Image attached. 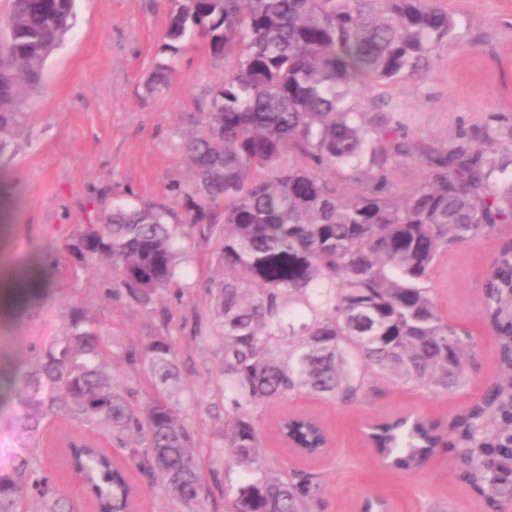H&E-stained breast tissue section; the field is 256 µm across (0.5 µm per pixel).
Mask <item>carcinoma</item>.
Masks as SVG:
<instances>
[{"label":"carcinoma","instance_id":"carcinoma-1","mask_svg":"<svg viewBox=\"0 0 512 512\" xmlns=\"http://www.w3.org/2000/svg\"><path fill=\"white\" fill-rule=\"evenodd\" d=\"M165 47L200 40L231 63L213 88L199 129L182 144L193 180L181 220L131 198L81 224L62 259L112 265V298L152 310L176 288L182 242L216 241L221 278L203 288L222 339L224 428L218 461L196 452L197 433L171 393L179 374L169 333L137 347L110 344L80 305L39 338L37 361L16 369L17 441L0 448V512H76L37 458L48 426L70 420L100 428L127 450L109 462L76 458L100 512H130L137 470L182 512H210L213 488L228 512H323L324 487L306 469L271 464L261 420L271 404L300 394L347 403L368 371L432 393L465 381L472 344L439 312L431 271L448 247L512 224V123L491 112L449 147L418 144L359 110L367 92L428 68L444 43L463 35L456 13L434 0H174ZM75 0H9L0 26V154L25 124L27 96L72 28ZM159 63L146 88L167 85ZM292 155L284 160L285 154ZM416 156L426 180L403 200L389 172ZM483 318L497 346L498 377L485 398L446 430L412 417L377 431L389 459L420 468L456 450L458 478L488 508L512 501V238L500 242L483 287ZM307 448L324 429L302 417L279 422Z\"/></svg>","mask_w":512,"mask_h":512}]
</instances>
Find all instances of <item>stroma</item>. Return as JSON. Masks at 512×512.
Instances as JSON below:
<instances>
[{
	"instance_id": "1",
	"label": "stroma",
	"mask_w": 512,
	"mask_h": 512,
	"mask_svg": "<svg viewBox=\"0 0 512 512\" xmlns=\"http://www.w3.org/2000/svg\"><path fill=\"white\" fill-rule=\"evenodd\" d=\"M463 22L461 43L441 46L428 69L391 86L383 99L366 96L370 115L386 114L418 142L452 144L460 130L483 124L487 113L512 120V0H440ZM171 0H76L73 28L45 64L42 88L27 99L30 118L0 155V272L22 275L46 248H64L81 224L95 222L89 199L108 190L103 207L136 195L140 201L181 211L174 184H189L192 172L179 150L194 131V119L210 90L220 83L225 63L202 43L184 45L177 70L160 93L147 94L145 82L166 60L164 33ZM512 224L473 244L455 245L439 257L432 274L442 315L467 332L474 345L465 384L430 394L374 376L375 390L351 404L309 395L270 406L262 420L266 458L284 467L301 459L284 448L275 425L286 413H309L326 426L327 453L311 468L325 487V512H358L362 501L387 498L396 512H488L484 501L457 477L454 452L433 457L419 471L383 470L363 437L366 422L397 413L446 421L478 400L495 374L496 340L482 320V286L502 239ZM212 245L187 244L179 284L181 302L162 324L155 313L114 301L97 273L66 265L53 278V295L33 313L0 316V365L33 364L38 337L57 330L65 307L76 302L93 316L100 332L123 346L140 344L166 331L177 340L182 383L174 402L184 422L209 454L224 415L223 385L217 379L222 341L213 329L210 301L202 283L217 271ZM79 424L56 422L46 431L37 455L53 484L78 512H91L78 481L70 474L60 437Z\"/></svg>"
}]
</instances>
